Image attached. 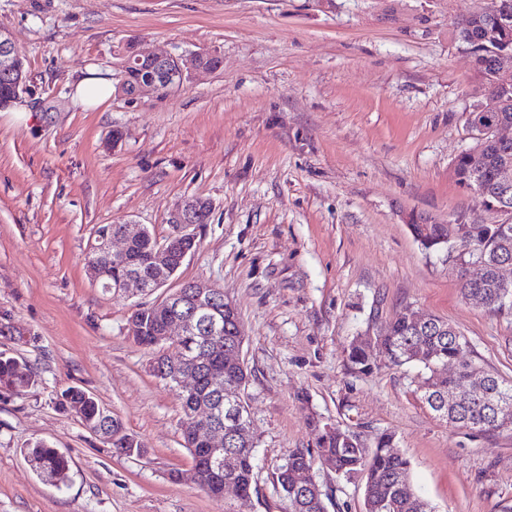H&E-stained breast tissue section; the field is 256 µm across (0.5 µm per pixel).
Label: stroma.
Returning <instances> with one entry per match:
<instances>
[{"mask_svg":"<svg viewBox=\"0 0 512 512\" xmlns=\"http://www.w3.org/2000/svg\"><path fill=\"white\" fill-rule=\"evenodd\" d=\"M488 0H0V26L25 59L27 86L0 109V352L35 385L0 389V512H237L190 478L182 410L130 331L134 299L90 282L95 228L133 220L157 239L177 202L213 204L178 272L223 288L239 313L244 390L257 440L246 512H283L273 474L323 425L366 446L391 433L413 488L435 512L512 506V430L448 424L421 402L409 368L347 349L371 318L412 307L447 320L474 356L512 380V313L460 293L458 249L428 253L403 221L511 224L452 174L474 146L477 80L453 22ZM207 52L168 96L74 100L88 71L114 77L123 48ZM123 138L105 142L113 130ZM77 386L145 446L113 453L56 404ZM44 441L69 479L39 478L24 448ZM327 512H363L364 479L314 465Z\"/></svg>","mask_w":512,"mask_h":512,"instance_id":"stroma-1","label":"stroma"}]
</instances>
